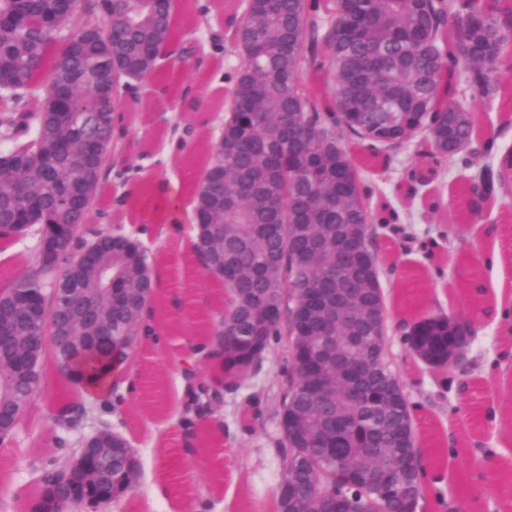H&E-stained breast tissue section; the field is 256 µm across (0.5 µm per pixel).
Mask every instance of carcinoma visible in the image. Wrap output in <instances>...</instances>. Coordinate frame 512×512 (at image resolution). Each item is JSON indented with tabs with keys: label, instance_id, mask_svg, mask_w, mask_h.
<instances>
[{
	"label": "carcinoma",
	"instance_id": "1",
	"mask_svg": "<svg viewBox=\"0 0 512 512\" xmlns=\"http://www.w3.org/2000/svg\"><path fill=\"white\" fill-rule=\"evenodd\" d=\"M171 0H0V252L30 229L58 250L0 285V321L23 288L72 316L70 349L40 359L33 325L0 342V413L17 426L48 423L70 432L92 419L109 425L123 410L134 348L154 335V266L143 224L116 239L102 197L137 186V167L117 150L137 105L138 84L158 60L196 57L175 39ZM512 40V0H255L224 17V44L239 64L224 72L223 135L198 180L201 272L224 280V329L191 347L198 373L186 379L182 453L197 452V425L236 397L275 346L288 364L274 389L243 398L249 419L277 416L272 439L284 491L273 512H372L399 502L416 509L430 484L413 429L415 405L391 368L388 310L380 282L377 228L399 221L379 188L371 158L413 147L432 174L455 167L474 215L508 179L479 158V116L466 95L493 100L503 50ZM99 144L87 166L89 142ZM92 247L93 258L82 253ZM320 281L345 287L342 300L317 301ZM445 314L400 321V342L441 372L438 387L468 391L448 377V358L468 346ZM112 331L96 349L95 328ZM136 450L91 468L98 485L86 504L117 503L113 483L136 475ZM61 456L41 467L14 501L29 512H71Z\"/></svg>",
	"mask_w": 512,
	"mask_h": 512
}]
</instances>
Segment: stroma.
<instances>
[{
	"mask_svg": "<svg viewBox=\"0 0 512 512\" xmlns=\"http://www.w3.org/2000/svg\"><path fill=\"white\" fill-rule=\"evenodd\" d=\"M225 0H194L198 16L186 37L201 42L206 54L205 66L196 68L191 63L166 57L160 60L153 77L143 81L139 89V105L125 139L122 159L139 166L138 180L149 185L155 173H162L168 180L189 184L192 172L186 154L171 151V123L176 116L170 105H158L154 97L157 82H166L171 98H180L184 88H191L204 106L207 124L195 126L187 152H201L203 143L216 142L221 134L224 118V83L222 77L235 57L213 52L212 34L220 32L223 25ZM482 118L481 136L494 141L488 159L500 164L512 152V121L506 119L507 105L495 100L493 107L476 103ZM415 160L410 149L394 153L388 164H377L373 178L386 193V199L400 214H412V228L420 243L426 242L429 230L451 227L456 232L458 246L434 249L425 255L418 248L408 250L402 246V236L392 229H385V247L382 251L381 283L389 307H396L403 284H411L419 295L425 297L432 313H455L467 316V301L463 296L464 284L460 269L466 262L480 258L489 240L486 231L500 224L503 209L512 205L501 192H493L480 216L468 218L464 203L465 180L455 169L445 171V203L439 210H431L427 189H420L417 196H409L411 182L408 170ZM476 339L469 356L475 359L467 379L471 386L462 398L445 402L437 399V386L425 366L414 359L402 345H395V370L406 385L412 400L418 401L413 420L417 429L435 428L441 435H454L465 439L477 424L481 411L512 404V387L503 389V381L512 383V358H502L500 353L501 330L492 321H485L476 330ZM140 397H133L126 407L119 426L137 451L140 472L136 487L117 504L105 512H169L171 504L154 489L155 473L162 453L156 437L162 436V419L142 412ZM241 417L238 407L227 404L221 409L212 427L222 433L223 440L234 450L231 468L224 472L223 490H215L211 471L201 456L182 459L184 470L192 473L201 500L207 501V512H256L259 504L270 502L280 477V466L269 442L276 432L273 414H266L257 422L256 432L241 435L237 424ZM51 430H44L41 439L29 442L26 458H11L0 467V512H20L12 500L14 490L27 482L33 465L42 459L44 442L50 439ZM492 448V456L481 453L482 448ZM512 457V444L502 442L494 429H485L479 446L459 448L455 454L440 453L435 469L442 478L441 489L448 501L458 502L463 486H470L471 512H484L486 506H497L496 472L498 459Z\"/></svg>",
	"mask_w": 512,
	"mask_h": 512,
	"instance_id": "1",
	"label": "stroma"
}]
</instances>
